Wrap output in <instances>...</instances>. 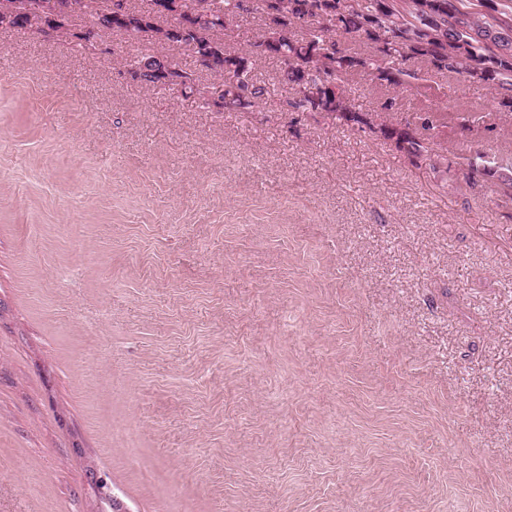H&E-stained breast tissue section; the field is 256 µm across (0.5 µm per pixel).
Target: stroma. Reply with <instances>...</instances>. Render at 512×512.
Listing matches in <instances>:
<instances>
[{
    "label": "stroma",
    "instance_id": "1",
    "mask_svg": "<svg viewBox=\"0 0 512 512\" xmlns=\"http://www.w3.org/2000/svg\"><path fill=\"white\" fill-rule=\"evenodd\" d=\"M147 51L196 66L0 28V512H512V199L281 111L275 60L218 112ZM350 85L512 154L483 84Z\"/></svg>",
    "mask_w": 512,
    "mask_h": 512
}]
</instances>
